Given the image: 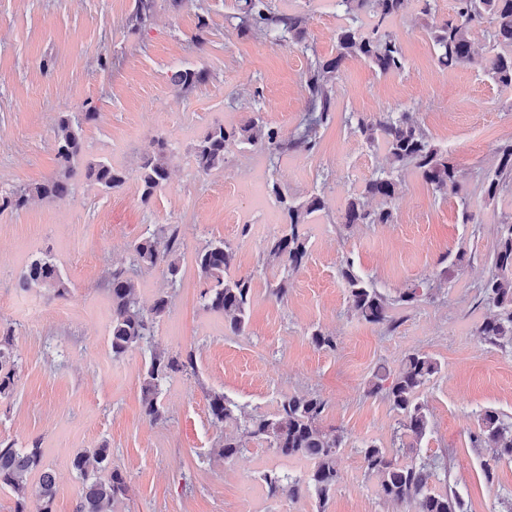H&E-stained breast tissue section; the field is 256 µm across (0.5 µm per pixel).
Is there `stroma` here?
<instances>
[{
    "instance_id": "obj_1",
    "label": "stroma",
    "mask_w": 512,
    "mask_h": 512,
    "mask_svg": "<svg viewBox=\"0 0 512 512\" xmlns=\"http://www.w3.org/2000/svg\"><path fill=\"white\" fill-rule=\"evenodd\" d=\"M271 3L302 17L304 45L239 35L241 0H155L144 26L131 21L136 0H0V193L54 172L57 116L85 104L98 114L84 127L88 158L109 159L130 174L109 194L83 179L66 199H32L0 211V331L11 330L17 364L14 390L0 399V441L40 444L56 478L53 512H74L81 481L72 459L101 446L129 486L114 512H412L379 495L358 453L365 440L400 449L407 459L443 457L450 484L471 499L473 512H512V463L502 462L485 482L482 451L469 440L481 409L512 417V351L474 332L488 314L481 287L494 271L502 222L512 216L511 193L489 202L478 189L498 145L512 137V89L472 67L440 68L427 29L452 16L455 0H435L424 21L417 0H409L388 23L405 69L381 76L347 59L335 116L318 129L313 152L272 161L232 141L223 170L199 175L194 144L214 124L235 126L257 113L293 134L305 117L309 54H336L344 23L336 0ZM196 34L203 47L192 43ZM186 67L207 70V81L189 90L173 85L172 71ZM405 111L447 149L470 192L474 223H462L457 197L435 196L410 170L401 176L395 223H341L346 198L387 164L384 150L369 148L349 116ZM158 135L171 144V178L145 204L135 172ZM276 184L297 198L324 199L323 210L302 227L305 262L287 276L266 252L283 227ZM169 224L183 241L176 286L159 269L133 273L140 301L148 305L165 294L168 308L150 346L113 357L107 276L129 265L135 241ZM218 238L235 251L229 277H253L242 335L200 303L205 284L194 256ZM462 248L465 261L441 278V258ZM44 253L72 283L66 302L18 284L26 264ZM348 262L387 298L415 284L431 294L394 306L395 329L366 322L340 278ZM282 280L288 293L280 300L272 290ZM316 330L335 336L334 348L316 347ZM154 350L193 354L196 370L163 385L165 417L152 424L143 415L141 386ZM414 351L440 365L423 392L430 430L419 441L399 436L388 402L366 393L378 367L396 369ZM211 391L256 415L274 413L291 393L324 399L321 426L347 436L326 505L308 496H266L265 470L299 474L305 467L263 441L246 440L238 457L224 460L216 445L233 428L212 418Z\"/></svg>"
}]
</instances>
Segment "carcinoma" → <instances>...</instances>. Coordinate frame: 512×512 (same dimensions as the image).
Returning <instances> with one entry per match:
<instances>
[{"label":"carcinoma","instance_id":"1","mask_svg":"<svg viewBox=\"0 0 512 512\" xmlns=\"http://www.w3.org/2000/svg\"><path fill=\"white\" fill-rule=\"evenodd\" d=\"M408 0H337L347 23L336 30L335 57L310 61L306 80V118L304 127L291 137L270 126L255 115L239 126L222 124L211 127L194 147L197 172L208 175L224 168L226 144L237 140L258 147L269 160L290 152L310 151L315 147L316 129L327 124L334 115V89L342 66L348 58L365 61L381 75L393 74L405 68V59L397 38L385 29L387 21L399 16ZM155 0H136L135 21L144 26L153 15ZM238 31L243 35L277 36L298 45L304 40L302 19L294 14L274 11L270 0H242L238 14ZM489 25V44L483 52L474 49L473 32ZM437 64L446 69L475 66L494 83L512 87V0H456L455 14L442 25L428 31ZM208 79L203 69L183 68L170 75L173 84L191 88ZM98 113L91 108L81 112H62L53 129L57 167L41 183L14 191L0 200V208L24 206L29 198L61 199L74 193L84 178L110 193L124 185L126 171L108 160H85L83 125L95 121ZM356 130L368 146L383 148L388 166L373 173L362 189L346 199L341 214L343 224H392L396 215L399 177L412 169L440 196L452 194L461 202L462 223L473 221L468 210L466 187L458 180L448 151L436 145L408 112H386L372 120L357 119ZM172 152L167 139L154 137L143 152L138 167L141 202L147 203L170 179ZM497 163L483 178L485 199L495 200L512 182V138L504 141L496 152ZM272 192L280 204L286 228L268 244V256L287 272L300 267L307 255V241L299 233V225L322 210L323 199L315 194L297 199L274 184ZM377 206H372V202ZM504 231L494 250L495 273L482 286V302L490 311L475 326L476 335L489 344L512 349V222L503 223ZM180 240L176 228L159 227L139 239L132 248L131 265L139 268H160L171 286L180 275ZM235 252L222 240L208 242L196 253V265L206 288L201 292L204 310L224 316L229 330L245 332L248 325L253 275L228 280L224 274L233 264ZM341 278L348 290L349 301L357 315L373 324L394 327L391 315L393 303L414 305L423 300L424 289L415 285L405 289L395 301H390L376 288L367 284L348 264L341 268ZM22 288H44L59 298L71 294V282L64 276L54 259L44 254L34 258L19 278ZM112 310L109 340L112 357L123 356L130 348L149 343L153 324L168 308V296L157 297L145 307L137 295L138 285L125 268H115L108 278ZM12 331L0 336V398L12 394L15 384V360L10 350ZM194 368L193 354L186 359L169 357L163 352H151L146 363L142 385V407L145 417L154 423L164 417L160 394L164 382L176 372ZM440 365L433 357L418 351L405 356L395 370L378 368L368 382L367 393L380 395L400 416L404 433L422 440L430 429L429 412L422 399L423 389L438 374ZM213 419L231 422L247 438L266 442L275 453L285 458L305 460L310 468L301 476H292L275 468L262 474L267 497L286 496L291 499L305 492L314 493L318 504L324 505L336 489L338 471L336 454L344 443L343 432L326 431L319 425L325 402L318 396L294 393L284 396L274 414L248 415L224 397L208 394ZM475 448L488 451L482 461L486 481L493 480L497 466L512 462V422L506 421L494 409L478 415V431L471 434ZM224 459L231 460L243 445L235 437L226 436L218 444ZM359 453L367 474L377 479L378 493L394 504L412 503L415 512H472L468 502L456 490L436 489L439 476H448V465L431 457L400 459L389 449L365 442ZM96 466L89 457L78 453L72 467L82 482V491L75 512H112V508L128 492L125 476L109 466V451L101 447L94 453ZM443 474H438V471ZM40 472L39 484H29L32 472ZM11 489L16 498L15 512H27L31 496L40 502L38 512H52L56 494L53 474L45 468L43 450L38 443L29 448H16L12 442L0 441V487Z\"/></svg>","mask_w":512,"mask_h":512}]
</instances>
